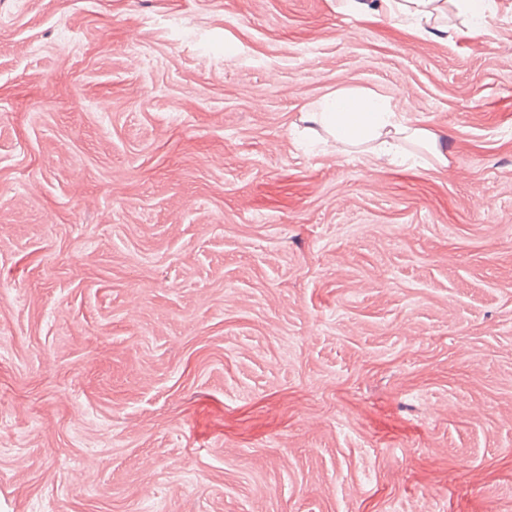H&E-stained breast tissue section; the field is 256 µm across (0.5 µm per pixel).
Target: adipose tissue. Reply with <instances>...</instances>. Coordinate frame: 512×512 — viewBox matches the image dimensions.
Listing matches in <instances>:
<instances>
[{
    "label": "adipose tissue",
    "instance_id": "adipose-tissue-1",
    "mask_svg": "<svg viewBox=\"0 0 512 512\" xmlns=\"http://www.w3.org/2000/svg\"><path fill=\"white\" fill-rule=\"evenodd\" d=\"M385 16L396 22L423 26L444 13V0H380ZM323 126L336 141L349 147L372 144L377 158L407 156L408 145L427 150L440 164L447 157L428 129L402 124L386 98L367 90L346 89L325 96L306 115Z\"/></svg>",
    "mask_w": 512,
    "mask_h": 512
}]
</instances>
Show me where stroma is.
<instances>
[{
    "instance_id": "35a3bbf8",
    "label": "stroma",
    "mask_w": 512,
    "mask_h": 512,
    "mask_svg": "<svg viewBox=\"0 0 512 512\" xmlns=\"http://www.w3.org/2000/svg\"><path fill=\"white\" fill-rule=\"evenodd\" d=\"M363 2L0 0V512H512V0ZM444 0H381L380 6L389 20L410 21L418 28L444 14ZM455 2L460 13L474 20L470 26L472 33L485 29L496 12V0H456ZM304 120L323 126L345 146L377 142L373 153L378 159L390 157L397 161L413 156L405 148L412 144L427 150L440 164L448 163L428 129L402 124L389 100L367 90L346 89L327 95L311 107V112H306Z\"/></svg>"
}]
</instances>
